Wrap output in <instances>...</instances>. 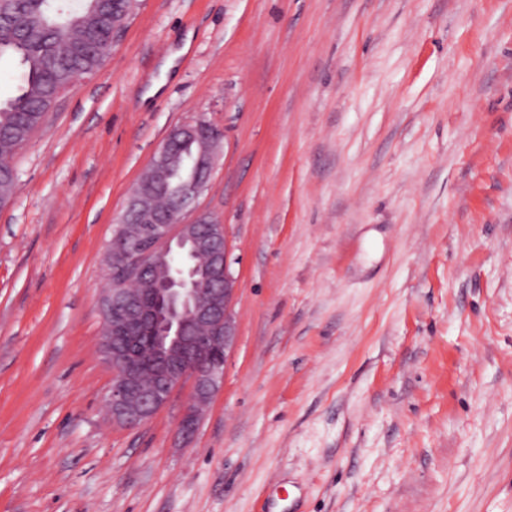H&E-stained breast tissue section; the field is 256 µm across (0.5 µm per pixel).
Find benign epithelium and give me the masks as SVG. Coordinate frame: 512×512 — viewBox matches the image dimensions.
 I'll use <instances>...</instances> for the list:
<instances>
[{"mask_svg": "<svg viewBox=\"0 0 512 512\" xmlns=\"http://www.w3.org/2000/svg\"><path fill=\"white\" fill-rule=\"evenodd\" d=\"M171 133L189 149L184 166L190 174L161 213L148 205L142 183L132 187L112 234V283L100 294L101 316L111 331L102 336L100 351L113 372L105 405L114 424L145 425L189 383L178 420L180 433L189 437L220 389L235 345L236 280L225 226L207 214L185 220L207 186L223 131L199 118ZM178 165L165 142L150 171L164 187Z\"/></svg>", "mask_w": 512, "mask_h": 512, "instance_id": "benign-epithelium-1", "label": "benign epithelium"}]
</instances>
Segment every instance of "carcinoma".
Segmentation results:
<instances>
[{
    "label": "carcinoma",
    "instance_id": "obj_1",
    "mask_svg": "<svg viewBox=\"0 0 512 512\" xmlns=\"http://www.w3.org/2000/svg\"><path fill=\"white\" fill-rule=\"evenodd\" d=\"M4 0L25 24L0 32V58L16 57L25 70L18 95L0 101V199L15 185L11 160L17 149L46 120L58 96L74 80L93 73L110 53L112 0Z\"/></svg>",
    "mask_w": 512,
    "mask_h": 512
}]
</instances>
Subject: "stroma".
<instances>
[{
    "instance_id": "35a3bbf8",
    "label": "stroma",
    "mask_w": 512,
    "mask_h": 512,
    "mask_svg": "<svg viewBox=\"0 0 512 512\" xmlns=\"http://www.w3.org/2000/svg\"><path fill=\"white\" fill-rule=\"evenodd\" d=\"M224 132L236 342L190 438L104 400L107 245ZM0 208V512H512V0H138Z\"/></svg>"
}]
</instances>
